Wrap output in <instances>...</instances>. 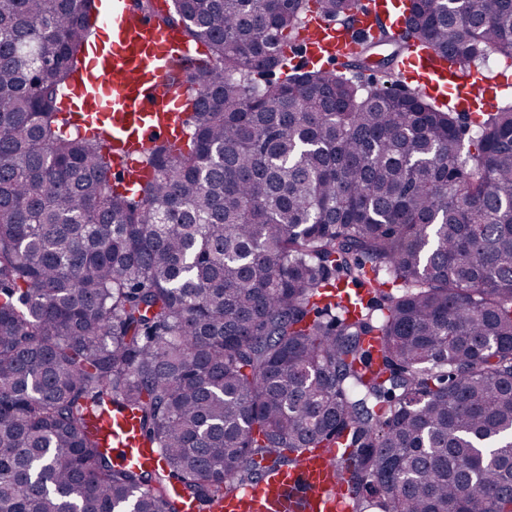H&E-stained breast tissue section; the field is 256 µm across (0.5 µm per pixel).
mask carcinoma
I'll return each instance as SVG.
<instances>
[{
	"instance_id": "cac0c4a2",
	"label": "carcinoma",
	"mask_w": 512,
	"mask_h": 512,
	"mask_svg": "<svg viewBox=\"0 0 512 512\" xmlns=\"http://www.w3.org/2000/svg\"><path fill=\"white\" fill-rule=\"evenodd\" d=\"M91 2L0 4V512H207L315 448L352 512H512V108L465 153L452 108L285 69L357 0H172L188 149L131 194L60 107ZM404 21L450 69L512 59V0ZM112 436L118 447L128 453L131 461L154 466L157 463L158 453L154 448H143L138 443V435L133 420L116 416L112 418ZM124 446V447H121Z\"/></svg>"
}]
</instances>
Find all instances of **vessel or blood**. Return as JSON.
Masks as SVG:
<instances>
[{
    "instance_id": "b4317fda",
    "label": "vessel or blood",
    "mask_w": 512,
    "mask_h": 512,
    "mask_svg": "<svg viewBox=\"0 0 512 512\" xmlns=\"http://www.w3.org/2000/svg\"><path fill=\"white\" fill-rule=\"evenodd\" d=\"M391 19L398 32L403 18L393 0H366L360 5L353 31L365 36L377 32L381 14ZM101 38L86 46L82 82L64 90L62 102L73 114L77 132L106 128L118 148L134 150L154 139L181 143L185 116L181 83L170 76L172 59H190L193 50L179 30L156 24L153 15L141 14L129 0H104L99 9ZM350 33L342 26L312 22L302 36L308 59L320 61L328 54H344ZM402 71L420 94L443 96L454 91L462 110L488 105L493 97L482 71L458 66L454 74L437 69L424 53L404 58ZM112 434L130 460L155 465L158 453L140 447L133 420L115 417ZM343 485L329 452L308 456L297 467L264 473L252 485L225 496L215 512H348Z\"/></svg>"
}]
</instances>
